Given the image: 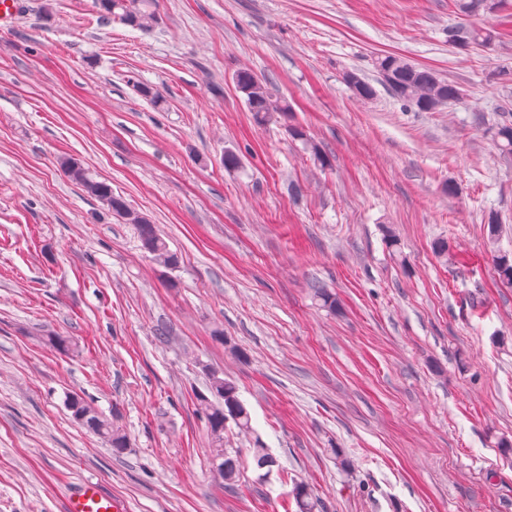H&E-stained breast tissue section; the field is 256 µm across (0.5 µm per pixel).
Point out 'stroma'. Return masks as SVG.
I'll return each instance as SVG.
<instances>
[{
    "label": "stroma",
    "mask_w": 512,
    "mask_h": 512,
    "mask_svg": "<svg viewBox=\"0 0 512 512\" xmlns=\"http://www.w3.org/2000/svg\"><path fill=\"white\" fill-rule=\"evenodd\" d=\"M157 12L142 31L100 25L93 0H21L0 30V512H64L81 480L127 512H295L296 480L326 512H512L499 447L512 441V287L492 264L512 255V168L493 140L512 99L497 75L512 66V0L482 19L497 40L464 53L448 44L454 0H157ZM384 52L462 97L405 108L374 70ZM242 68L287 101V121H255L233 82ZM349 70L373 98L352 95ZM62 157L147 217L178 268L66 178ZM51 332L75 351L44 346ZM210 367L251 415L249 433L224 432L242 451L232 494L196 412ZM70 393L118 415L124 454L72 419ZM258 443L278 471L255 468Z\"/></svg>",
    "instance_id": "35a3bbf8"
}]
</instances>
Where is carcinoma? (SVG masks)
I'll use <instances>...</instances> for the list:
<instances>
[{"instance_id":"cac0c4a2","label":"carcinoma","mask_w":512,"mask_h":512,"mask_svg":"<svg viewBox=\"0 0 512 512\" xmlns=\"http://www.w3.org/2000/svg\"><path fill=\"white\" fill-rule=\"evenodd\" d=\"M101 22H118L136 29H148L158 23L155 0H94ZM456 13L465 17V22L448 28V45L459 52H466L474 45H488L496 32L469 22L472 17L492 14L502 7V0H456ZM376 71L389 68L395 84L389 87L392 95L403 105L416 112H437L457 101L462 96L458 84L442 77L435 70L416 65L396 53H383L373 61ZM344 81L351 93L358 99L366 100L373 96V89L359 73L348 71ZM234 84L242 93L248 111L261 123L277 119L288 120L290 108L284 100L272 96L263 78L249 69H240L234 75ZM495 147L502 164L512 166V120L503 117L494 132ZM64 174L82 186L87 193L101 200L107 209L128 224L137 227L143 249L150 253L160 265L174 269L178 267L177 253L169 249L153 224L144 216L131 210L126 202L112 193L105 183L95 181L90 173L71 158L60 162ZM492 263L501 284L512 286V257L497 254ZM45 345L61 355L74 349L71 337L60 333H48L42 337ZM197 411L207 423L212 439V463L223 479L224 489L235 490L241 474L239 451L224 447V430L233 423L239 430L250 429L251 416L245 403L240 399L237 384L224 373L214 368L208 369L207 393L196 397ZM65 405L72 418L87 431L101 437L112 448V453L121 455L129 447V441L119 420L108 419L98 412L83 396L73 393L66 396ZM256 468L269 474L279 466L277 458L268 449L257 445L250 449ZM290 496L295 501L298 512H324L323 502L315 497L309 485L302 481L292 484Z\"/></svg>"}]
</instances>
